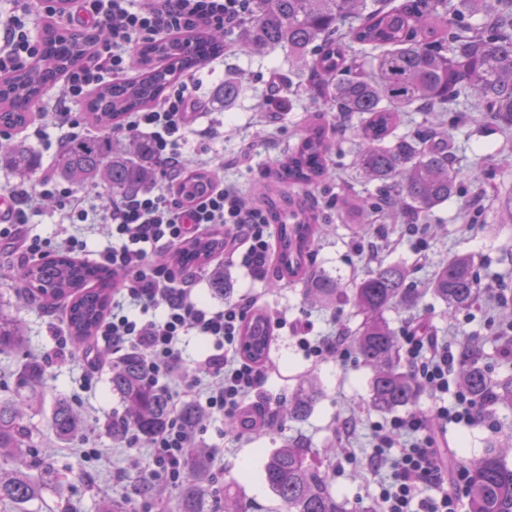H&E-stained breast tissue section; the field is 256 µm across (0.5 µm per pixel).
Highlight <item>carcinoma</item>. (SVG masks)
<instances>
[{
	"instance_id": "obj_1",
	"label": "carcinoma",
	"mask_w": 512,
	"mask_h": 512,
	"mask_svg": "<svg viewBox=\"0 0 512 512\" xmlns=\"http://www.w3.org/2000/svg\"><path fill=\"white\" fill-rule=\"evenodd\" d=\"M185 40L194 42L189 51L180 38L150 46L137 78L92 93L86 111L99 132L61 147L54 167L60 177L108 196L128 195L147 184L156 167L150 141L138 135L117 140L113 132L128 113L153 104L180 75L224 51V34L207 28ZM238 45L246 53L271 46L288 50L296 75L306 72L313 87H324L340 115L364 116L354 165L367 179L392 186L393 193L349 205L358 216L381 209L394 221L404 218L420 224L458 193L460 174L448 154V131L437 124L390 142L398 113L458 114L463 100L471 111L512 130V0H409L404 6L392 0H252ZM87 52L84 42L47 24L43 54L24 68L0 75V127L25 125L46 85L78 66ZM241 92L240 81L227 78L217 99L227 107ZM331 148L326 127L309 123L277 163L281 182L304 189L332 178L327 166ZM0 163L21 179L33 177L41 167L38 155L21 141L0 149ZM208 183V174L198 172L182 181L179 190L190 198ZM251 204L266 209L277 224L280 277L303 284L306 299L314 303L348 304L363 316L348 341L372 370L371 407L383 412L411 409L419 385L401 369L399 340L385 312L415 305L427 293L447 304L450 312L468 309L479 290L472 257L456 255L441 264L425 288L409 287L407 271L399 264H381L346 288L328 275H306V260L321 230L318 216L289 200L275 199L264 186ZM222 246L219 239L199 240L180 252L201 263ZM20 279L44 300L67 304V325L76 345L95 336L117 285L112 274L66 254L25 267ZM243 336L256 346L253 360L264 362L270 348L267 318L251 315ZM23 340L18 318L0 303V353L17 349ZM41 377L42 366L29 362L16 374L14 395L0 399V501L10 502L18 512H28L27 506L45 488L61 481L49 463L28 453L27 411L41 398ZM460 383L477 404L512 409V375L493 377L474 353L465 354L460 363ZM110 384L124 407L125 423L142 441L164 430L169 396L149 378L140 352L129 350L112 366ZM320 395L313 380L300 381L281 417L306 420ZM51 429L67 442L82 433L84 422L68 401L58 399ZM186 468L180 512H209V451L191 449ZM463 470L468 512H512V429L488 440L482 457L463 465ZM262 477L279 501L280 512H348L346 502L331 493L324 463L305 440L290 439L269 451Z\"/></svg>"
}]
</instances>
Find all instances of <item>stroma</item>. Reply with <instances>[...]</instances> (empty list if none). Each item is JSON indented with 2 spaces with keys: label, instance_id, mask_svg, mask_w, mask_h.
Listing matches in <instances>:
<instances>
[{
  "label": "stroma",
  "instance_id": "obj_1",
  "mask_svg": "<svg viewBox=\"0 0 512 512\" xmlns=\"http://www.w3.org/2000/svg\"><path fill=\"white\" fill-rule=\"evenodd\" d=\"M288 70V53L279 47L250 55L237 50L227 52L198 70L206 109L197 114V132L190 136L185 149L203 154L221 166L225 183L237 187L244 197H251L260 184H278L275 161L302 133L310 96L304 87L289 84ZM273 75L287 85L292 101L287 112L272 113L263 106L266 83ZM228 76L241 77L246 90L233 105L226 107L217 101L216 92ZM326 119L328 135L334 144L329 157L334 178L310 195H296L295 200L319 208L325 219L310 257L311 269L352 286L373 268L365 259L371 240L358 234L359 220L355 214L325 209L324 200L330 192L340 199L375 198L381 188L378 182L362 178L352 166L359 143L360 117L342 119L330 112ZM211 126L221 129V137H200V130ZM245 140L254 141L256 149L250 165L241 167L235 164L234 158ZM448 148L461 171V186L458 195L435 209L428 218L432 235L426 259L415 255L413 241L406 235L404 226L376 214L372 217V228L382 230L385 240L392 243L391 248L380 250L378 261L407 267L409 284L421 288L441 263L464 253L473 257L480 284H493L494 289L481 294L469 309L454 314L428 294L416 307L389 309L386 318L398 332L421 317L441 339L477 342L481 363L493 375H505L512 370L503 365L499 350L503 346L501 332L505 325L512 323V225L497 223L495 195L512 190V165L481 167L477 161L488 153L512 151V133H503L486 121L478 126L452 125L448 128ZM210 272V266L206 265L197 274L193 286L197 299L218 307L224 298L254 295L258 298V310L285 322L284 328L272 331L267 380L260 401L274 409L284 406L302 375L314 378L321 390L315 409L301 422L271 423L259 434L244 436L227 430L223 421L213 422L201 439L202 446L213 454L211 472L215 494L210 501L213 512H222L224 494L228 491L238 495L246 512H279V503L261 475L260 452L279 447L294 436L306 438L315 452L326 454L330 490L347 501L349 512H383L379 497L381 478L369 474L362 466L371 452L373 423L387 419L386 414L376 411L369 403V369L356 358L345 364L332 356L313 362L305 359L296 347L297 330L304 328L310 335L327 336L341 329H355L360 316L342 304L320 308L305 299L301 286L285 281L275 284L268 278L256 280L238 267L226 268L227 290L225 296L219 297L211 290ZM15 312L22 323L25 342L18 350L0 353V398L11 396L15 376L24 363L51 352L54 342L50 326L63 319L60 307L36 302L18 305ZM80 355V349L75 348L69 355L45 366L43 405L29 411L26 419L32 432L33 454L49 458L65 478L62 491H45L41 499L30 503L29 512H63L68 504L74 512H98L103 502L129 501L131 488L146 474L148 448L125 447L106 429L109 413L121 409L109 382L111 364L100 367L96 391L79 409L85 420L84 434L99 449V460L94 463L84 460L75 443L58 442L53 435L50 429L53 403L59 398H70L77 390ZM346 421L353 423L354 430L344 440L340 428ZM503 421L512 423V410L499 409L487 422L469 428L445 425L438 420L433 426L440 445L448 449L449 459L470 461L482 455L487 440L496 434ZM342 441L353 448L352 459H344L337 453Z\"/></svg>",
  "mask_w": 512,
  "mask_h": 512
}]
</instances>
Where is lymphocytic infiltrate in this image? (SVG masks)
Returning a JSON list of instances; mask_svg holds the SVG:
<instances>
[{
	"label": "lymphocytic infiltrate",
	"mask_w": 512,
	"mask_h": 512,
	"mask_svg": "<svg viewBox=\"0 0 512 512\" xmlns=\"http://www.w3.org/2000/svg\"><path fill=\"white\" fill-rule=\"evenodd\" d=\"M0 8V73L25 67L43 51L36 30L45 15H59L61 27L80 32L90 50L85 61L66 72L53 92L50 111L41 112L44 127H66L89 132L83 106L90 92L107 80L127 76L131 50L174 35L207 27L231 33L248 13L250 0H71L59 10L58 0H8ZM201 84L195 75L174 81L151 106L129 113L124 129L147 134L153 153L163 166L157 187L129 196L103 200L82 192L50 171L0 188V242L14 244L23 262L52 254L81 255L85 241L75 234L41 237L23 234V224L54 202L69 224H106L109 242L96 254L95 265L118 277L112 308L96 334L113 352L139 350L149 377L173 379L182 361L184 337H201L207 345L203 371L183 375L169 397L173 409L165 431L148 443L151 481L176 488L185 479V458L206 433V424L187 427L178 405L182 398L197 399L205 415L239 418L250 428L263 429L266 410L253 397L266 381L264 365L241 348L242 329L256 304L242 296L219 307L192 296L193 268L154 261L157 250H178L187 242L210 237L222 229L226 261L252 277L265 278L272 264V224L266 211L245 208L238 190L213 173L208 188L191 200L178 191L188 175L207 170L201 155L186 152L194 131L193 115L200 102ZM406 365L436 397L433 417L472 427L485 419L481 407L463 391H451L450 376L456 355L448 343L406 327L400 337ZM429 418L416 413L395 415L374 423L372 452L366 465L372 471L388 469L380 487L385 512H462L464 481H449ZM397 455H390V448ZM440 489L438 497L422 499V486Z\"/></svg>",
	"instance_id": "1"
}]
</instances>
